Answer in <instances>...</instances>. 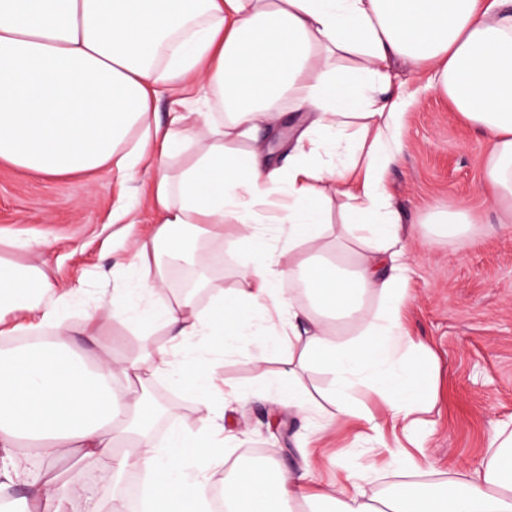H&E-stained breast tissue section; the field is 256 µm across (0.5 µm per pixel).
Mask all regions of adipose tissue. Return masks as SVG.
Instances as JSON below:
<instances>
[{
	"label": "adipose tissue",
	"mask_w": 512,
	"mask_h": 512,
	"mask_svg": "<svg viewBox=\"0 0 512 512\" xmlns=\"http://www.w3.org/2000/svg\"><path fill=\"white\" fill-rule=\"evenodd\" d=\"M430 69L434 89L491 143L482 189L512 222V0H0V160L50 176L109 166L127 178L156 166L151 206L157 221L135 245L139 286L71 325L68 309L83 286L53 281L38 266L0 258V336L51 329L52 343L0 350V452L6 479L20 478L15 449L44 465L77 455L102 479L130 468L148 478L154 512H207V479H187L193 460L208 468L214 437L152 436L160 411L149 396L157 375L191 386L199 410L217 386L205 365L186 370L184 346L203 336L231 347L269 305L292 302L295 281H310L309 311L288 319L297 365L331 377L326 397L337 420L352 416V394L366 387L392 420L404 421L436 392L430 357L404 361L413 338L402 321L408 300L404 228L385 174L397 161L404 95L396 63ZM200 78L206 99L224 108L176 112L151 122L156 99ZM316 113L299 141L293 172L281 175L256 152L262 123L281 101ZM287 193L275 217L286 262L267 259L258 206ZM345 197L331 220V195ZM232 225L256 258L206 314L191 296L130 316L136 301L165 287L169 267L200 261L206 244ZM337 237H330L332 225ZM378 295L375 315L364 312ZM349 318L357 337L323 327ZM166 331L169 347L103 348L95 363L75 350L82 331L98 340L102 322ZM491 455L452 471L414 495L371 497L372 467H351L346 484L312 487L305 470L266 456L238 465L224 483L231 512H512V429L490 438ZM86 498L76 482L36 480L21 512H69Z\"/></svg>",
	"instance_id": "adipose-tissue-1"
}]
</instances>
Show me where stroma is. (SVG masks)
I'll list each match as a JSON object with an SVG mask.
<instances>
[{"label": "stroma", "instance_id": "obj_1", "mask_svg": "<svg viewBox=\"0 0 512 512\" xmlns=\"http://www.w3.org/2000/svg\"><path fill=\"white\" fill-rule=\"evenodd\" d=\"M397 70L407 101L398 128L401 154L385 183L411 236L409 301L402 317L435 361L436 395L426 410L416 412V422L407 430L362 388L355 398L373 413L374 423L356 418L340 422L335 406L323 398L330 375L308 368L301 371V381L321 403L317 412L300 418L291 415L277 393L278 380L291 370L287 337H280L278 353L261 368L247 361L259 352L268 321L256 319L252 335L229 350L194 338L186 347V360L212 364L225 382L228 394L216 397L211 412L223 414L234 436L228 463L209 471L210 483L223 482L232 463L260 448L284 467L309 466L315 487L344 482L348 464L373 462L380 473L365 484L368 495L417 489L448 470L488 458L489 434L512 424V231L500 230L491 202L480 192L489 145L430 86L429 72L413 73L402 63ZM309 123L307 113L280 105L267 124L264 161L288 167L295 137ZM154 178V170L141 168L126 182L108 167L55 178L0 162V234L30 244L29 250L18 251L0 243V256L45 265L63 284L85 283L81 304L68 311L70 322L81 324L95 306L131 287V243L155 222L147 202ZM450 200L475 219L463 245L439 240L429 231L432 210ZM44 240L49 248H41ZM206 252L223 255L224 261L213 269L209 287L195 293L194 306L203 313L223 291L240 287V268L253 262L229 236L210 242ZM249 389L257 395L248 404L233 399V391ZM152 391L160 402L178 403L180 412L178 421H158L157 435L207 431L209 412L197 409L191 391L171 385L164 376L154 378ZM407 437L423 448L417 473L405 470L387 452Z\"/></svg>", "mask_w": 512, "mask_h": 512}]
</instances>
